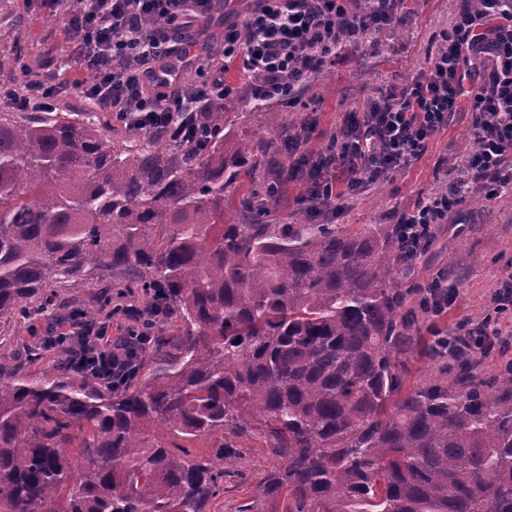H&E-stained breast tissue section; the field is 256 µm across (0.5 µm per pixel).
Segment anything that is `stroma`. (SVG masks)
<instances>
[{
	"instance_id": "35a3bbf8",
	"label": "stroma",
	"mask_w": 512,
	"mask_h": 512,
	"mask_svg": "<svg viewBox=\"0 0 512 512\" xmlns=\"http://www.w3.org/2000/svg\"><path fill=\"white\" fill-rule=\"evenodd\" d=\"M459 4L400 0L394 23L375 32L373 40H344L333 62L310 74L292 104L272 101L266 109H257L243 94L246 80L238 63H227L224 81L233 92L225 98L224 109L236 113L238 135L254 145L252 173L244 177V188L253 192L255 203L267 207L269 223L293 228L311 221L298 203L302 184L283 177L293 161L285 137L301 136L305 154L316 155L349 113L363 111L372 99L427 67L443 33L450 31ZM253 6L254 0H223L191 33L200 47L222 58L225 28L241 24ZM66 28V18L54 11L51 0H0V80L17 81L27 72H57ZM269 111L278 113V127L268 125ZM470 147L469 115L460 109L408 167L363 189L348 207L321 215L318 221L345 232L395 223L399 214L445 184L448 170ZM457 212L464 223L436 225L430 250L402 278L403 287L410 290L406 307L418 315L424 288L437 272L447 273L458 298L438 321L451 327L491 313L501 279L512 274V193L490 198L481 186H474ZM234 443L235 466L225 472L224 491L207 512H254L256 507L271 460L255 437L239 435Z\"/></svg>"
}]
</instances>
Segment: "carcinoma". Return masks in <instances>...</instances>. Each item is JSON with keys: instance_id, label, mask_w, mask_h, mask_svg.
I'll list each match as a JSON object with an SVG mask.
<instances>
[{"instance_id": "1", "label": "carcinoma", "mask_w": 512, "mask_h": 512, "mask_svg": "<svg viewBox=\"0 0 512 512\" xmlns=\"http://www.w3.org/2000/svg\"><path fill=\"white\" fill-rule=\"evenodd\" d=\"M199 119L202 143L118 142L95 112L0 108V346L56 300L95 321L114 288L164 289L178 322L110 386L39 376L34 342L0 354V512H206L224 434L252 431L261 512H512V370L481 379L410 315L395 228L291 231L244 196L248 223H226L253 144L220 108ZM438 358L453 377L412 382Z\"/></svg>"}]
</instances>
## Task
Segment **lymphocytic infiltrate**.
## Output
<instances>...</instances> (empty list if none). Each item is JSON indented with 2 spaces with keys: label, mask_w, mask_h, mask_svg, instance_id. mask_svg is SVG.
Instances as JSON below:
<instances>
[{
  "label": "lymphocytic infiltrate",
  "mask_w": 512,
  "mask_h": 512,
  "mask_svg": "<svg viewBox=\"0 0 512 512\" xmlns=\"http://www.w3.org/2000/svg\"><path fill=\"white\" fill-rule=\"evenodd\" d=\"M53 2L68 20L64 70L1 84L0 98L17 109L74 95L111 113L132 132L187 142L201 135L189 117L230 95L223 65L189 46L188 32L209 14L212 0ZM393 3L369 0L364 11L353 12L344 0H260L242 29L225 31L224 56L241 59L252 99H291L312 72L331 62L342 29L377 31L390 25L396 19ZM150 18L155 21L151 27L146 24ZM193 68L206 71V79L184 84L183 72ZM474 81L478 89L467 91ZM463 101L471 113L473 147L445 186L398 216V246L406 262L427 251L433 226L447 219L473 184H481L490 196L512 191V0H461L426 70L372 100L363 114L351 115L310 166H291L304 185L300 204L314 216L335 210L337 200L352 198L358 189L405 168ZM494 303L492 314L454 332L449 350L461 355L466 346L498 336L496 315L512 309V275L502 280ZM163 310L164 296L158 291L145 326L116 328L108 321L88 326L57 319L58 335L86 339L81 346H64L58 358L65 367L112 382L122 373L119 347L151 344Z\"/></svg>",
  "instance_id": "lymphocytic-infiltrate-1"
}]
</instances>
